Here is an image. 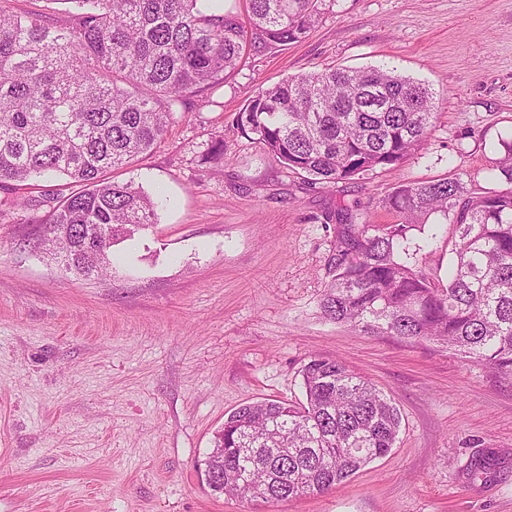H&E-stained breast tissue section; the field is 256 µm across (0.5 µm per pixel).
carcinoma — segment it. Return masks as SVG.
I'll list each match as a JSON object with an SVG mask.
<instances>
[{"mask_svg":"<svg viewBox=\"0 0 512 512\" xmlns=\"http://www.w3.org/2000/svg\"><path fill=\"white\" fill-rule=\"evenodd\" d=\"M62 20L0 5V183L46 175L69 193L18 198L48 207L40 249L83 278L112 275V248L156 223L132 181L103 174L164 139L172 106L233 75L258 54L304 39L333 0H245L244 17L208 0H70ZM431 88L394 67H331L259 87L233 125L309 184L345 183L394 168L426 140ZM504 190L474 192L455 177L403 183L383 200L394 224L349 208L324 318L367 334L439 343L512 377V144L496 166ZM439 215L453 227L448 284L409 260L411 230ZM306 401L262 400L224 418L201 460L216 494L275 506L319 495L386 456L400 414L342 361L301 369Z\"/></svg>","mask_w":512,"mask_h":512,"instance_id":"carcinoma-1","label":"carcinoma"}]
</instances>
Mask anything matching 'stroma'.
Wrapping results in <instances>:
<instances>
[{
	"label": "stroma",
	"instance_id": "1",
	"mask_svg": "<svg viewBox=\"0 0 512 512\" xmlns=\"http://www.w3.org/2000/svg\"><path fill=\"white\" fill-rule=\"evenodd\" d=\"M387 64L430 84L425 143L395 168L308 184L241 136L252 91L331 66ZM223 139L224 156L206 152ZM512 143V0H335L301 42L246 56L174 108L162 143L116 179L158 204L154 228L113 248L114 277L37 255L42 211L0 186V512H512V378L433 342L325 319L342 206L395 222L399 184L491 180ZM447 282L452 228L408 235ZM343 361L397 405L392 451L321 495L272 507L214 495L199 462L227 414L304 399L310 357ZM489 457L486 478L472 476Z\"/></svg>",
	"mask_w": 512,
	"mask_h": 512
}]
</instances>
